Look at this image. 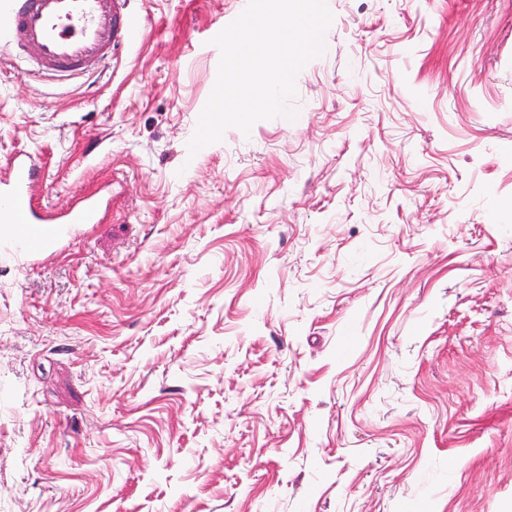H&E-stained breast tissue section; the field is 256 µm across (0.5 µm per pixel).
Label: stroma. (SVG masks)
<instances>
[{
    "label": "stroma",
    "instance_id": "obj_1",
    "mask_svg": "<svg viewBox=\"0 0 512 512\" xmlns=\"http://www.w3.org/2000/svg\"><path fill=\"white\" fill-rule=\"evenodd\" d=\"M326 2L296 118L194 154L239 0L0 55V178L103 203L0 264V512H512V0Z\"/></svg>",
    "mask_w": 512,
    "mask_h": 512
}]
</instances>
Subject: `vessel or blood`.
Listing matches in <instances>:
<instances>
[{
  "mask_svg": "<svg viewBox=\"0 0 512 512\" xmlns=\"http://www.w3.org/2000/svg\"><path fill=\"white\" fill-rule=\"evenodd\" d=\"M129 0H0V51L39 72L76 78L103 72L115 50L133 42L136 27ZM41 180L36 160L14 156L0 179V222L12 232L0 261L32 264L47 248L65 239L73 225L96 223L98 202L84 200L63 211L37 207L32 195Z\"/></svg>",
  "mask_w": 512,
  "mask_h": 512,
  "instance_id": "vessel-or-blood-1",
  "label": "vessel or blood"
}]
</instances>
